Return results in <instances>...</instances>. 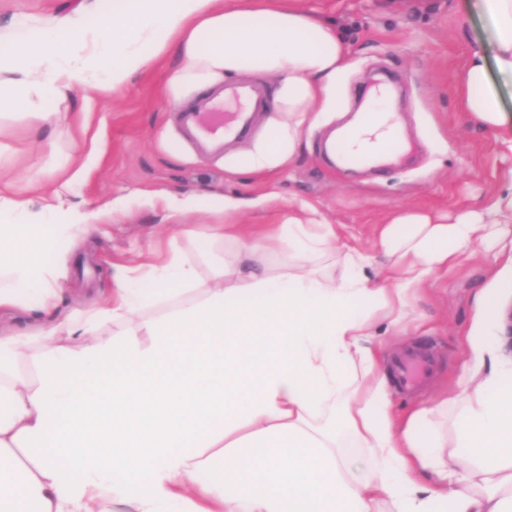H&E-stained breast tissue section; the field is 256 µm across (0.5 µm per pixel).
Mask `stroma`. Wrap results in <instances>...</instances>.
Listing matches in <instances>:
<instances>
[{"label": "stroma", "instance_id": "1", "mask_svg": "<svg viewBox=\"0 0 512 512\" xmlns=\"http://www.w3.org/2000/svg\"><path fill=\"white\" fill-rule=\"evenodd\" d=\"M80 0H0V29L14 15L40 18L75 9ZM340 27L351 65L339 88L336 111L318 113L302 131L303 149L288 167L262 181L229 173L226 164L251 145L226 143L220 155L201 153L180 132L176 108L166 94V74L155 70L123 90L88 88L73 94L72 110L84 111V130L33 125L22 113L0 118V184L13 198H29L31 183L56 176L66 157L89 159L84 173L62 196L65 206L97 212L99 232L79 242L61 265V308L104 302L112 285L110 263L169 249L187 263L199 261L196 246L172 237L171 224H220V214L167 210L161 196L192 193L241 195L255 207L234 215L238 224H278L290 208L315 207L331 224L343 225L356 242L369 245L375 225L402 212L455 217L480 210L506 169L495 132L476 125L454 95L455 78L471 48L492 41L493 27L476 0H298ZM395 87L392 107L409 148L383 166L342 173L325 153L330 131L352 120L377 79ZM126 205L111 209L115 198ZM496 246L482 260L449 270L410 309L404 330L389 333L383 372L402 354L432 356L434 373L420 389H392V406L405 413L453 391L464 375L466 334L476 294L488 284Z\"/></svg>", "mask_w": 512, "mask_h": 512}]
</instances>
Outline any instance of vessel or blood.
Instances as JSON below:
<instances>
[{
  "label": "vessel or blood",
  "instance_id": "1",
  "mask_svg": "<svg viewBox=\"0 0 512 512\" xmlns=\"http://www.w3.org/2000/svg\"><path fill=\"white\" fill-rule=\"evenodd\" d=\"M241 102L242 107L232 116H225L224 104ZM260 95L246 86H224L221 90L200 98L180 114L186 132L208 150L223 149L226 139L242 137L249 133V111L261 106ZM433 371L430 359L418 353L397 358L394 375L401 390L407 391L422 385Z\"/></svg>",
  "mask_w": 512,
  "mask_h": 512
}]
</instances>
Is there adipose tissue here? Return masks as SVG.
I'll return each mask as SVG.
<instances>
[{"mask_svg":"<svg viewBox=\"0 0 512 512\" xmlns=\"http://www.w3.org/2000/svg\"><path fill=\"white\" fill-rule=\"evenodd\" d=\"M478 9L492 43L471 52L456 96L494 130L504 114L491 74L512 75V0ZM172 53L175 105L236 75L276 79L271 134L228 165L257 176L300 155L350 65L336 27L296 0H81L0 32V116L59 125L51 104L118 92ZM402 141L383 86L334 139L369 165ZM34 190L48 201L37 211L0 196V315L42 317L35 330L0 328V512H512V360L493 343L512 293V189L451 223L394 215L368 249L340 243L306 204L281 224H181L176 235L224 245L207 277L156 251L113 265L105 305L69 311L43 258L96 231V215L59 206L55 180ZM166 205L231 214L247 202ZM485 241L500 250L475 298L469 378L394 415L377 325L404 326L411 298ZM373 250L385 263L371 276Z\"/></svg>","mask_w":512,"mask_h":512,"instance_id":"obj_1","label":"adipose tissue"}]
</instances>
